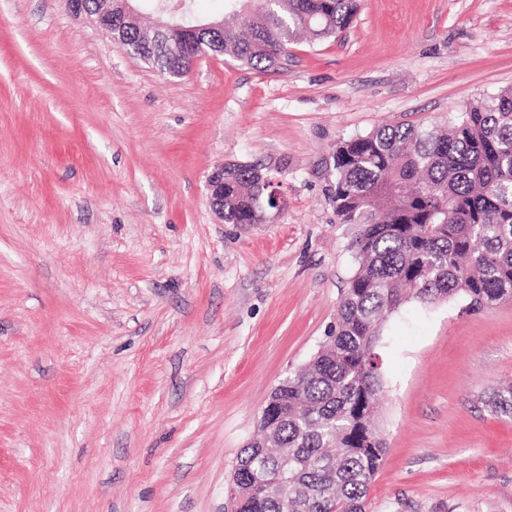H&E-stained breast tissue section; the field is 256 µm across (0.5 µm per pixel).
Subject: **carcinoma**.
I'll return each mask as SVG.
<instances>
[{
    "mask_svg": "<svg viewBox=\"0 0 512 512\" xmlns=\"http://www.w3.org/2000/svg\"><path fill=\"white\" fill-rule=\"evenodd\" d=\"M224 30H203L208 48L254 69L283 59L300 33L314 44L347 29L359 0H273L234 26L245 0H228ZM173 24L198 25L192 0ZM129 26L113 38L141 45L140 57L183 73L196 52L174 37L157 41ZM336 223L356 228L357 268L328 343L288 376L265 414L288 461L247 446L241 512H366L385 457L374 413L383 388L375 347L385 319L409 299H460L476 311L512 298V88L469 104L446 129L382 125L344 140L332 154ZM271 171L261 163L224 169V223L261 224Z\"/></svg>",
    "mask_w": 512,
    "mask_h": 512,
    "instance_id": "obj_1",
    "label": "carcinoma"
}]
</instances>
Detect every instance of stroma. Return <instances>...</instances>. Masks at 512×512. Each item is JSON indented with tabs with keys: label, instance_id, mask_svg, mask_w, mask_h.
<instances>
[{
	"label": "stroma",
	"instance_id": "stroma-1",
	"mask_svg": "<svg viewBox=\"0 0 512 512\" xmlns=\"http://www.w3.org/2000/svg\"><path fill=\"white\" fill-rule=\"evenodd\" d=\"M506 87L512 0H361L278 67L181 78L66 0H0V512H230L257 416L355 271L336 145ZM232 162L272 168L279 213L215 218ZM376 352L366 512H512V300H409Z\"/></svg>",
	"mask_w": 512,
	"mask_h": 512
}]
</instances>
